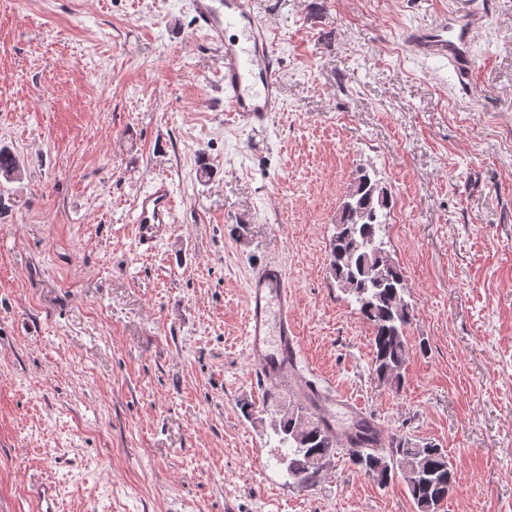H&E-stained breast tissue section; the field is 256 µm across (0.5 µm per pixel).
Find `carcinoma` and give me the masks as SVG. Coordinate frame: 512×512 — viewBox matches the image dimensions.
<instances>
[{
    "label": "carcinoma",
    "mask_w": 512,
    "mask_h": 512,
    "mask_svg": "<svg viewBox=\"0 0 512 512\" xmlns=\"http://www.w3.org/2000/svg\"><path fill=\"white\" fill-rule=\"evenodd\" d=\"M21 174L18 157L0 146V177L13 182ZM390 208L387 188L360 173L336 214L328 266L336 287L354 300L371 328L372 375L398 391L411 356L407 341L411 308L404 300L401 266L382 241ZM353 430V437L343 440L314 403L289 405L275 426L280 447L287 449L279 463L285 466L288 480L299 486L314 482L320 473L316 462L331 460L341 449L352 465L378 484L401 479L417 512H441L453 481L445 449L403 435L385 440L375 422L361 415L356 416Z\"/></svg>",
    "instance_id": "cac0c4a2"
}]
</instances>
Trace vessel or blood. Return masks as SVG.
<instances>
[{
	"instance_id": "1",
	"label": "vessel or blood",
	"mask_w": 512,
	"mask_h": 512,
	"mask_svg": "<svg viewBox=\"0 0 512 512\" xmlns=\"http://www.w3.org/2000/svg\"><path fill=\"white\" fill-rule=\"evenodd\" d=\"M256 0H194L195 25L224 52V105L233 123L262 125L284 106L277 51L260 21ZM485 19L482 9L465 6L439 15L410 31L412 52L438 58L468 84L473 71L472 32ZM134 222L140 248L149 251L166 231L172 196L166 181L141 194ZM246 348L250 362L269 382L287 379L300 351V340L284 268L269 263L253 274L247 288Z\"/></svg>"
}]
</instances>
